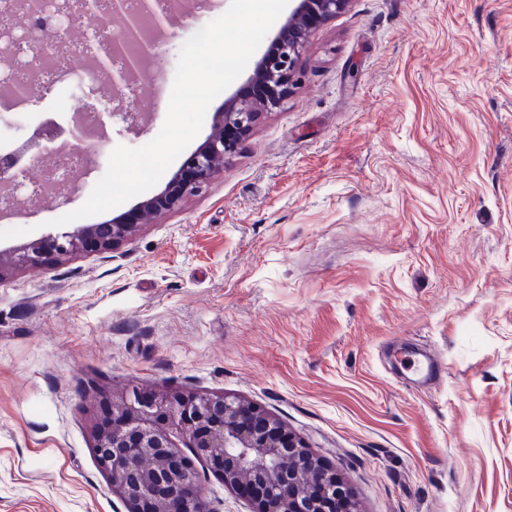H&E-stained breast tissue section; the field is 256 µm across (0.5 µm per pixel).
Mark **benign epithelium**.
<instances>
[{"instance_id": "benign-epithelium-1", "label": "benign epithelium", "mask_w": 512, "mask_h": 512, "mask_svg": "<svg viewBox=\"0 0 512 512\" xmlns=\"http://www.w3.org/2000/svg\"><path fill=\"white\" fill-rule=\"evenodd\" d=\"M284 25L273 36L282 44L273 59L261 57L250 83L282 84L283 91L262 99L239 96L226 101L224 111L214 114L211 132L172 175L164 188L137 204L131 219L124 215L99 224H73L66 230L49 232L14 250L0 265V281L20 268L32 272L84 252L113 251L130 240L137 217L161 215L206 186L224 171V161L234 156L244 135L265 114L279 110L288 96V86L300 70L304 42L315 25L310 15L326 20L345 10L350 0H291ZM105 15L126 19L123 35L141 36L139 15L127 12L126 0H109ZM122 39L110 48L89 50L95 69L112 71V91L104 103L107 118L124 121L141 117L135 112H114L111 104L123 99L141 70V59L123 58ZM31 98L48 89L43 70L32 61L27 75ZM43 133L36 131L21 141L29 161L40 158ZM82 175L99 163L100 145L87 143ZM22 170L13 163H0V184L19 183ZM109 422L94 432L95 451L106 468L112 487L130 504L132 512H215L210 508L194 469L160 427L165 422L189 438L196 455L209 462L224 486L242 495L251 512H358L336 471L326 467L305 442L276 418L236 398L220 395L145 396L135 388L111 401L103 412Z\"/></svg>"}]
</instances>
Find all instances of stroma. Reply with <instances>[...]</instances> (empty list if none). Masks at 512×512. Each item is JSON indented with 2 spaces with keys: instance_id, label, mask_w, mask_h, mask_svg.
Here are the masks:
<instances>
[{
  "instance_id": "1",
  "label": "stroma",
  "mask_w": 512,
  "mask_h": 512,
  "mask_svg": "<svg viewBox=\"0 0 512 512\" xmlns=\"http://www.w3.org/2000/svg\"><path fill=\"white\" fill-rule=\"evenodd\" d=\"M107 127L104 154L152 141ZM302 77L201 191L108 254L0 283V512H130L94 450L102 407L225 394L279 419L360 512H512V0H351L302 49ZM51 87L46 115L98 106ZM0 220L38 238L87 201ZM216 512L247 500L190 448Z\"/></svg>"
}]
</instances>
